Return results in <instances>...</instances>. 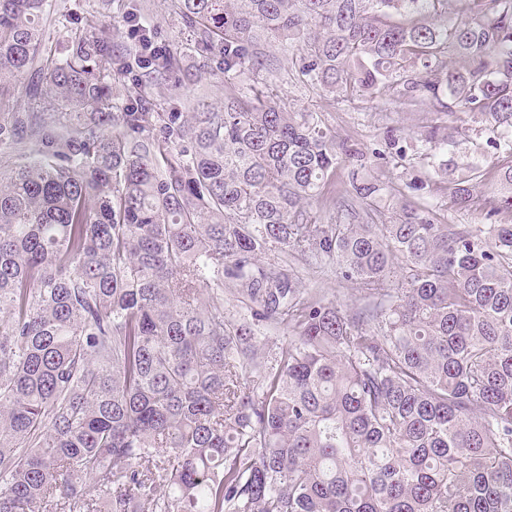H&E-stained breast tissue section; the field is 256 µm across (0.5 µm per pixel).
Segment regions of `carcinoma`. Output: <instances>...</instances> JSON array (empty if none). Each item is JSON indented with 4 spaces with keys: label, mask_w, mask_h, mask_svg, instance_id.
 I'll use <instances>...</instances> for the list:
<instances>
[{
    "label": "carcinoma",
    "mask_w": 512,
    "mask_h": 512,
    "mask_svg": "<svg viewBox=\"0 0 512 512\" xmlns=\"http://www.w3.org/2000/svg\"><path fill=\"white\" fill-rule=\"evenodd\" d=\"M47 6L0 0V100L25 96L0 113V512H512V224L489 242L427 201L477 206L455 156L485 130V217L512 212V0H171L195 39L131 87L92 19L44 54ZM272 42L334 105L481 128L361 147L288 108ZM203 75L222 100L150 111ZM313 260L368 307L302 291Z\"/></svg>",
    "instance_id": "carcinoma-1"
}]
</instances>
